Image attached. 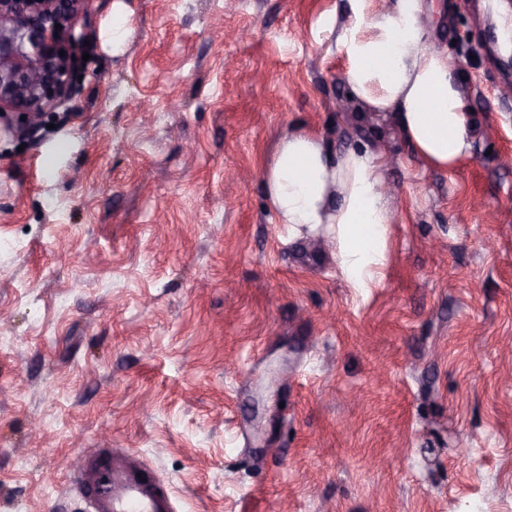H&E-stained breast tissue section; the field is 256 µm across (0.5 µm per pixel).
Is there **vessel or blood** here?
<instances>
[{"label":"vessel or blood","instance_id":"obj_1","mask_svg":"<svg viewBox=\"0 0 512 512\" xmlns=\"http://www.w3.org/2000/svg\"><path fill=\"white\" fill-rule=\"evenodd\" d=\"M74 479L86 512H174L168 491L149 477L145 464L125 454L104 449L81 455Z\"/></svg>","mask_w":512,"mask_h":512}]
</instances>
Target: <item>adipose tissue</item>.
<instances>
[{"mask_svg": "<svg viewBox=\"0 0 512 512\" xmlns=\"http://www.w3.org/2000/svg\"><path fill=\"white\" fill-rule=\"evenodd\" d=\"M353 17L337 36L353 96L372 111L392 113L403 138L427 167L450 170L472 147L474 125L448 55L432 47L421 0L395 9L350 0ZM369 150L336 154L323 135L285 133L264 171L274 221L292 233L336 228V265L354 288L365 286L384 257L393 213L379 190Z\"/></svg>", "mask_w": 512, "mask_h": 512, "instance_id": "adipose-tissue-1", "label": "adipose tissue"}]
</instances>
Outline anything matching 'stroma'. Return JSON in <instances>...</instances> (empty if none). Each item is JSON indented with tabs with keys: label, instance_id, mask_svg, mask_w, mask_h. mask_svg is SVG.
Wrapping results in <instances>:
<instances>
[{
	"label": "stroma",
	"instance_id": "1",
	"mask_svg": "<svg viewBox=\"0 0 512 512\" xmlns=\"http://www.w3.org/2000/svg\"><path fill=\"white\" fill-rule=\"evenodd\" d=\"M422 4L473 111L451 171L350 97L349 0H93L74 97L0 110V512H85L92 448L179 512H512V0ZM300 124L374 156L367 287L267 204Z\"/></svg>",
	"mask_w": 512,
	"mask_h": 512
}]
</instances>
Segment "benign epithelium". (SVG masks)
<instances>
[{
	"instance_id": "1",
	"label": "benign epithelium",
	"mask_w": 512,
	"mask_h": 512,
	"mask_svg": "<svg viewBox=\"0 0 512 512\" xmlns=\"http://www.w3.org/2000/svg\"><path fill=\"white\" fill-rule=\"evenodd\" d=\"M89 2L0 0V108L21 112L36 124L68 99L75 19L87 12Z\"/></svg>"
}]
</instances>
